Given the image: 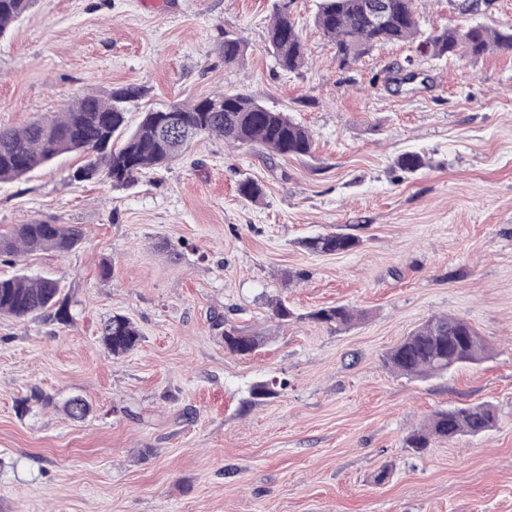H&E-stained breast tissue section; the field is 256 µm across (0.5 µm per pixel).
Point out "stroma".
Wrapping results in <instances>:
<instances>
[{"instance_id": "stroma-1", "label": "stroma", "mask_w": 512, "mask_h": 512, "mask_svg": "<svg viewBox=\"0 0 512 512\" xmlns=\"http://www.w3.org/2000/svg\"><path fill=\"white\" fill-rule=\"evenodd\" d=\"M458 2L416 0L423 30L512 27V0L471 14ZM280 9L307 48L295 73L265 43ZM315 11L316 0H38L0 37L4 128L137 86L133 125L239 91L314 138L310 155L272 159L204 136L124 189L73 180L74 155L0 183V230L84 231L67 255L0 261V275L59 279L72 316H0V512H512V54L433 60L385 44L343 67ZM228 33L244 47L229 66ZM409 60L425 82L392 92L390 72ZM406 151L427 166L392 170ZM245 180L259 202L239 197ZM347 224L362 240L351 252L299 245ZM275 295L296 314L287 325L269 318ZM338 304L362 319L339 330L308 317ZM115 313L142 336L119 358L100 341ZM444 314L485 337L482 361L426 380L385 368L387 349ZM218 317L265 343L230 354ZM272 380L276 395L251 401ZM35 388L53 405L23 410ZM74 396L93 407L85 420L61 409ZM487 403L489 434L406 448L435 410Z\"/></svg>"}]
</instances>
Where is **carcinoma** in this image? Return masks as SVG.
Here are the masks:
<instances>
[{"label":"carcinoma","mask_w":512,"mask_h":512,"mask_svg":"<svg viewBox=\"0 0 512 512\" xmlns=\"http://www.w3.org/2000/svg\"><path fill=\"white\" fill-rule=\"evenodd\" d=\"M34 2L0 0V37ZM373 4L386 11L384 22L371 17L369 7ZM314 22L332 41L336 59L343 65L386 42H410L420 55L438 60H478L494 52L512 53V28L491 29L474 21L463 27L423 30L414 0H318ZM266 46L281 70L295 73L303 68L306 47L287 13L277 12L268 24ZM223 48L226 65L236 63L243 52L241 42L228 35L224 36ZM139 95L140 90L135 87L115 91L107 99L84 94L60 112L21 127H0V182L19 179L64 155L76 153L83 156V161L72 173L74 180L93 181L105 176L114 187H128L142 173L178 158L201 135L221 136L236 148L259 145L272 157L305 155L313 147L308 128L241 92H217L188 104L145 112L130 130L126 103ZM171 112L181 117V129L168 127ZM425 165V157L417 152H405L392 160L393 168L406 174ZM83 235L76 224H17L9 232H0V257L18 260L39 250L67 255ZM359 245V237L346 228L301 241L307 252L316 255L347 253ZM267 305L271 318L280 325L295 317L280 296L270 298ZM45 314L58 321L69 318L59 280L19 274L0 276V315L25 319ZM362 316L347 305L320 308L308 314L317 323L337 328L349 326ZM140 340L135 324L121 314L112 315L101 328V341L115 358L133 351ZM265 340L243 328H224V348L236 356H251ZM487 350L486 340L470 322L438 315L392 346L383 356V364L401 376L430 378L450 373L465 363H477ZM63 411L73 420H82L92 407L86 399L75 396L65 402ZM496 425V412L489 405L443 408L408 436L406 447L421 453L436 442L484 435Z\"/></svg>","instance_id":"1"}]
</instances>
